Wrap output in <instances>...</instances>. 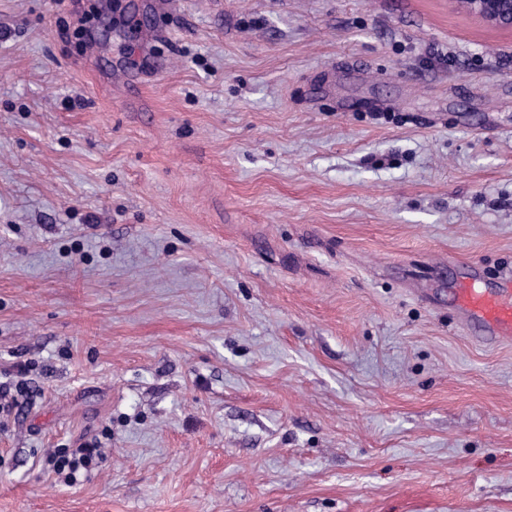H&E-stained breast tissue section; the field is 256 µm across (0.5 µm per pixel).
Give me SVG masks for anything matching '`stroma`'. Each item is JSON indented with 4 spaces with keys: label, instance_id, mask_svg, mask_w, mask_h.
I'll list each match as a JSON object with an SVG mask.
<instances>
[{
    "label": "stroma",
    "instance_id": "1",
    "mask_svg": "<svg viewBox=\"0 0 512 512\" xmlns=\"http://www.w3.org/2000/svg\"><path fill=\"white\" fill-rule=\"evenodd\" d=\"M473 264L512 271V32L0 0V512H512V343L448 305ZM10 386V384L7 385V383H0V414H10L13 408L18 407L19 405H22L25 402V398L27 397V383H25L24 380H17L14 384V389ZM13 390V393H12ZM6 397L9 398V400H6ZM19 397L23 399V402L19 401ZM4 400V402H2ZM101 448L82 446L65 450L59 455L53 454L48 458L53 463V470L66 484L77 481V473L81 469L87 470L96 458L99 459Z\"/></svg>",
    "mask_w": 512,
    "mask_h": 512
}]
</instances>
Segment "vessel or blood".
<instances>
[{"mask_svg": "<svg viewBox=\"0 0 512 512\" xmlns=\"http://www.w3.org/2000/svg\"><path fill=\"white\" fill-rule=\"evenodd\" d=\"M450 302L464 327L487 345L512 341V277L499 285L462 282L452 289Z\"/></svg>", "mask_w": 512, "mask_h": 512, "instance_id": "obj_1", "label": "vessel or blood"}]
</instances>
